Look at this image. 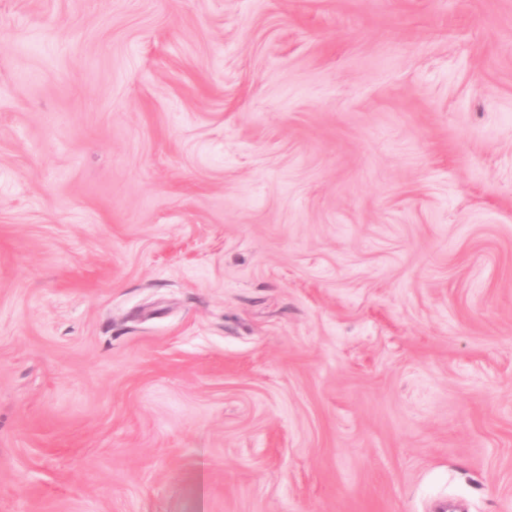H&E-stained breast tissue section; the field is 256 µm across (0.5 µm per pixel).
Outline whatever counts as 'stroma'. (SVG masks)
<instances>
[{
	"instance_id": "1",
	"label": "stroma",
	"mask_w": 512,
	"mask_h": 512,
	"mask_svg": "<svg viewBox=\"0 0 512 512\" xmlns=\"http://www.w3.org/2000/svg\"><path fill=\"white\" fill-rule=\"evenodd\" d=\"M512 512V0H0V512Z\"/></svg>"
}]
</instances>
